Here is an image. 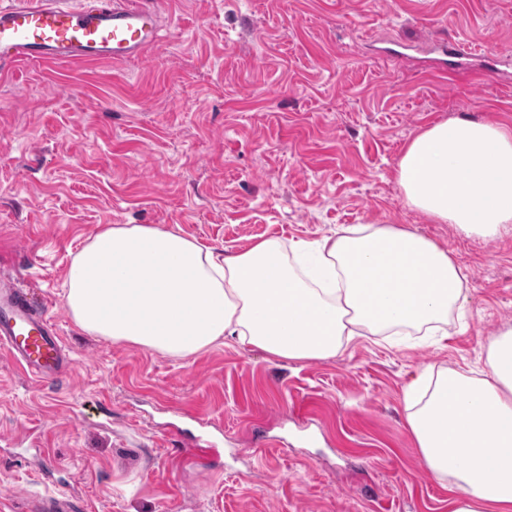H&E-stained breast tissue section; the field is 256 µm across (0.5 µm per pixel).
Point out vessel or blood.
Wrapping results in <instances>:
<instances>
[{
    "label": "vessel or blood",
    "instance_id": "b4317fda",
    "mask_svg": "<svg viewBox=\"0 0 512 512\" xmlns=\"http://www.w3.org/2000/svg\"><path fill=\"white\" fill-rule=\"evenodd\" d=\"M158 0H0V72L26 64H119L165 37ZM0 353L39 382L73 370L74 362L47 307L11 277L0 278ZM27 512H85L63 492L32 496Z\"/></svg>",
    "mask_w": 512,
    "mask_h": 512
}]
</instances>
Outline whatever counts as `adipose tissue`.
<instances>
[{"label": "adipose tissue", "mask_w": 512, "mask_h": 512, "mask_svg": "<svg viewBox=\"0 0 512 512\" xmlns=\"http://www.w3.org/2000/svg\"><path fill=\"white\" fill-rule=\"evenodd\" d=\"M406 201L433 223L493 240L512 228V128L464 118L415 136L397 164ZM448 249L357 224L285 248L229 254L147 224H113L74 255L64 301L83 330L186 358L232 340L288 361L323 360L367 334L434 336L461 311ZM485 370L429 368L405 391L407 422L449 512H512V328L488 337Z\"/></svg>", "instance_id": "adipose-tissue-1"}]
</instances>
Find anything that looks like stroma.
I'll list each match as a JSON object with an SVG mask.
<instances>
[{
  "mask_svg": "<svg viewBox=\"0 0 512 512\" xmlns=\"http://www.w3.org/2000/svg\"><path fill=\"white\" fill-rule=\"evenodd\" d=\"M146 56L0 78V275L43 300L74 371L42 386L0 355V501L87 512H448L405 421L427 366L485 367L512 327V231L432 223L396 170L458 117L512 126V0H166ZM484 53L436 76L438 40ZM149 224L216 251L349 224L416 230L465 276V320L421 347L359 338L290 362L227 342L183 360L86 333L65 307L80 245ZM56 465L41 477L36 456ZM85 506L78 497L64 492L32 496L26 512H84Z\"/></svg>",
  "mask_w": 512,
  "mask_h": 512,
  "instance_id": "obj_1",
  "label": "stroma"
}]
</instances>
